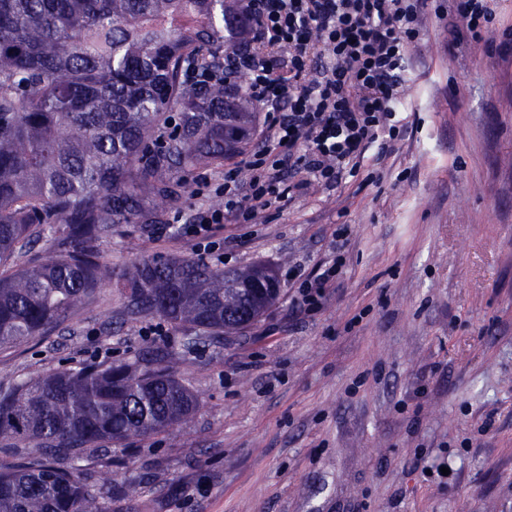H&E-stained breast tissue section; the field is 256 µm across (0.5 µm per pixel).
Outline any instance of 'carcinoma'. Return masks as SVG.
<instances>
[{
	"instance_id": "1",
	"label": "carcinoma",
	"mask_w": 512,
	"mask_h": 512,
	"mask_svg": "<svg viewBox=\"0 0 512 512\" xmlns=\"http://www.w3.org/2000/svg\"><path fill=\"white\" fill-rule=\"evenodd\" d=\"M237 0H0V348L60 324L110 284L95 244L160 224L189 176L249 139L244 87L224 85V45L244 39ZM58 257L31 258L42 232ZM129 318L221 336L281 294L273 270L145 259L117 277ZM172 345L0 389V441L58 460L159 433L195 412ZM0 512H112L76 470L38 459L0 471Z\"/></svg>"
}]
</instances>
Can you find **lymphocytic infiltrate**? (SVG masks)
Returning a JSON list of instances; mask_svg holds the SVG:
<instances>
[{
  "label": "lymphocytic infiltrate",
  "mask_w": 512,
  "mask_h": 512,
  "mask_svg": "<svg viewBox=\"0 0 512 512\" xmlns=\"http://www.w3.org/2000/svg\"><path fill=\"white\" fill-rule=\"evenodd\" d=\"M250 38L224 57V81L246 74L264 113L263 145L225 166L223 207L200 209L185 231L197 252L216 254L226 222L260 213L314 185L356 175L369 148L385 158L408 130L401 99L429 0H239ZM492 0H450L448 38L480 45L494 25ZM342 255L314 276H299L304 310H318Z\"/></svg>",
  "instance_id": "1"
}]
</instances>
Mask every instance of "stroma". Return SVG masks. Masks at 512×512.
Masks as SVG:
<instances>
[{
    "mask_svg": "<svg viewBox=\"0 0 512 512\" xmlns=\"http://www.w3.org/2000/svg\"><path fill=\"white\" fill-rule=\"evenodd\" d=\"M497 11L489 53L449 46L428 17L402 97L413 132L381 181L365 164L219 230L212 267L262 262L281 281L250 327L199 340L132 320L111 285L50 333L0 348L5 383L183 349L193 418L78 465L94 487L110 474L112 512H512V55L498 50L512 0ZM222 201L191 180L163 223L123 225L98 252L117 270L194 256L185 224ZM340 234L336 287L318 311L295 310L291 271L317 272Z\"/></svg>",
    "mask_w": 512,
    "mask_h": 512,
    "instance_id": "obj_1",
    "label": "stroma"
}]
</instances>
